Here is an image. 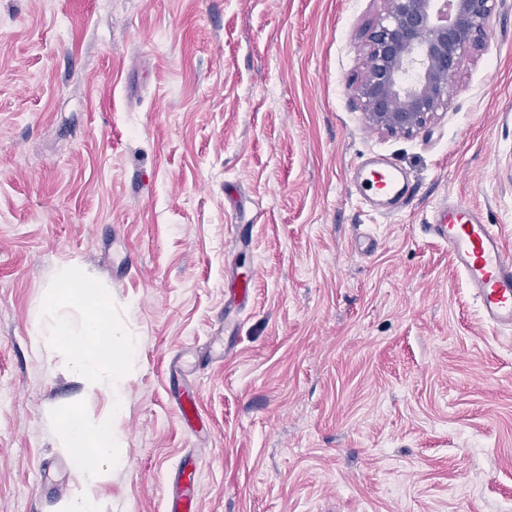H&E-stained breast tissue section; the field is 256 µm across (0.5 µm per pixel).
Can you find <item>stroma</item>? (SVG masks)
<instances>
[{
  "label": "stroma",
  "mask_w": 512,
  "mask_h": 512,
  "mask_svg": "<svg viewBox=\"0 0 512 512\" xmlns=\"http://www.w3.org/2000/svg\"><path fill=\"white\" fill-rule=\"evenodd\" d=\"M384 9L0 0V512H64L50 412H107L29 319L65 265L139 345L101 512H165L190 458L198 512H512V332L424 229L460 197L512 250V0L411 136L348 91ZM373 154L399 213L352 182ZM354 183L366 202L388 212L398 211L409 193L407 175L381 157L362 161L354 171Z\"/></svg>",
  "instance_id": "stroma-1"
}]
</instances>
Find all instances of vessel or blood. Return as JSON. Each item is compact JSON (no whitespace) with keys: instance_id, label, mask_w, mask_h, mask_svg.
Listing matches in <instances>:
<instances>
[{"instance_id":"obj_1","label":"vessel or blood","mask_w":512,"mask_h":512,"mask_svg":"<svg viewBox=\"0 0 512 512\" xmlns=\"http://www.w3.org/2000/svg\"><path fill=\"white\" fill-rule=\"evenodd\" d=\"M354 183L366 202L389 212L398 211L409 193L406 174L381 157L362 161L354 171ZM428 231L448 245L483 320L512 331V252L504 248L496 226L485 223L465 200L451 199L434 211ZM177 475L185 491L169 499L166 512H197L189 490L200 479L199 467L181 463Z\"/></svg>"}]
</instances>
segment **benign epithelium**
I'll return each instance as SVG.
<instances>
[{
	"label": "benign epithelium",
	"mask_w": 512,
	"mask_h": 512,
	"mask_svg": "<svg viewBox=\"0 0 512 512\" xmlns=\"http://www.w3.org/2000/svg\"><path fill=\"white\" fill-rule=\"evenodd\" d=\"M349 86L373 129L410 136L447 105L448 85L490 26L497 0H384Z\"/></svg>",
	"instance_id": "obj_1"
}]
</instances>
